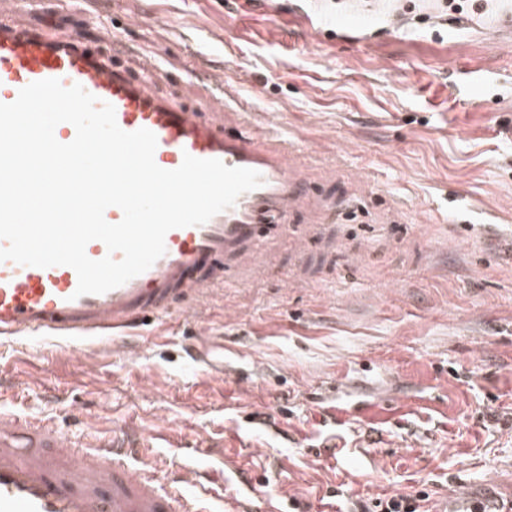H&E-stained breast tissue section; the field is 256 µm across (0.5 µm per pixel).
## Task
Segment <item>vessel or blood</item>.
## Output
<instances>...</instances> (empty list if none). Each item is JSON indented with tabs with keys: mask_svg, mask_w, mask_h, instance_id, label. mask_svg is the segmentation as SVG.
Returning a JSON list of instances; mask_svg holds the SVG:
<instances>
[{
	"mask_svg": "<svg viewBox=\"0 0 512 512\" xmlns=\"http://www.w3.org/2000/svg\"><path fill=\"white\" fill-rule=\"evenodd\" d=\"M46 10V0H0V103L15 101L35 81L79 84L99 103L113 105L122 130L155 134L159 167L176 169L188 154L256 170L263 183L206 224L169 231L166 252L151 268L103 294L76 296L77 275L67 266L0 262V340L36 334L92 339L140 326L177 302L201 306L213 289L236 283L258 256V244L279 238L289 213L304 203L305 176L291 161L295 145L272 129L226 132L223 113L204 118L160 95L152 68L131 74L98 41L59 35L21 18ZM409 11L407 0H293L285 13L276 0L259 5L263 15L287 14L313 41L330 30L338 45L366 55L377 45V32L415 37L406 25ZM464 20L494 35L502 53H512V0H475ZM86 431L90 456L81 455L56 424L0 413V512H206L209 470L176 469L160 477L150 437L140 436L130 450L119 430L106 434L90 423ZM235 472L237 487L221 497L225 512H273L249 470L239 465ZM434 512H512V497L494 501L464 487L445 495Z\"/></svg>",
	"mask_w": 512,
	"mask_h": 512,
	"instance_id": "1",
	"label": "vessel or blood"
}]
</instances>
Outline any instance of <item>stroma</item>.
Returning a JSON list of instances; mask_svg holds the SVG:
<instances>
[{"label":"stroma","mask_w":512,"mask_h":512,"mask_svg":"<svg viewBox=\"0 0 512 512\" xmlns=\"http://www.w3.org/2000/svg\"><path fill=\"white\" fill-rule=\"evenodd\" d=\"M71 2L53 0L59 33L96 37L98 19L132 46L130 69L161 54L158 91L194 111L219 100L183 67L227 76L255 124L300 143L310 199L335 215L202 310L93 343L0 344V410L76 435L127 421L166 468L231 484L243 459L301 512L423 481L436 501L485 480L511 497L512 57L468 30L449 48L386 40L373 58L316 47L238 0H138L132 24L113 0ZM476 64L475 86L462 74ZM337 400L396 415L331 423Z\"/></svg>","instance_id":"stroma-1"}]
</instances>
